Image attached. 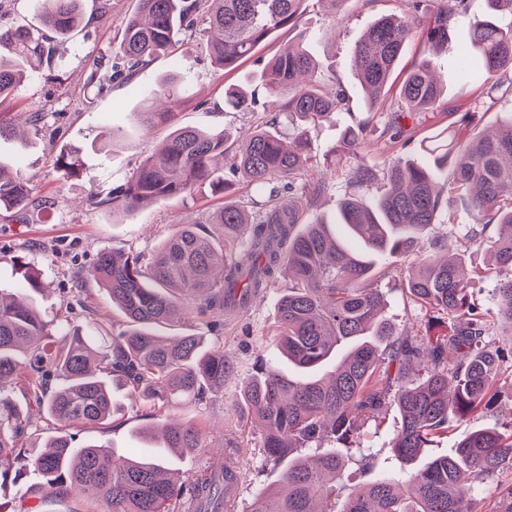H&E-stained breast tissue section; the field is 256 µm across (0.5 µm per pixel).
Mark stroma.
Wrapping results in <instances>:
<instances>
[{
	"label": "stroma",
	"mask_w": 512,
	"mask_h": 512,
	"mask_svg": "<svg viewBox=\"0 0 512 512\" xmlns=\"http://www.w3.org/2000/svg\"><path fill=\"white\" fill-rule=\"evenodd\" d=\"M136 0H84V22L80 31L67 40L51 41L55 67L17 86L11 100L0 104V110L22 115H40L37 126L29 128L25 141L0 139V164L7 169H21L30 178L31 195L44 201L45 209L29 212L26 220L15 221L0 215V289L20 288L16 258L35 263L42 270L43 289L36 296L38 309L45 321L67 316L72 325L82 327L94 336L99 351L108 350L113 336L124 324L121 312L102 297L89 281L88 270L100 251L124 250L152 254L180 224L191 220L207 221L209 215L224 204L222 197L207 193L192 198H171L161 203L120 216L111 209L92 204L93 194H107L113 187L126 183L139 165L169 135L165 125L145 127L140 111L146 92L158 88L173 63H180L185 80L179 95L181 106L178 123L201 130H224L233 140L243 141L262 123L275 124L287 131L288 121L279 113L273 98H265L264 111L228 112L224 109V89L241 85L250 89L260 86V72L288 40L289 34L278 31L261 43L254 54L231 71L213 68L203 36L180 41L172 56H162L137 72L132 80L113 81L107 89L97 90L86 81L97 59L115 53L118 29L125 15L134 10ZM404 0H347L339 18H331L329 8L321 0H309L305 25L313 35L310 50L318 60L328 61L350 100L349 112H341L313 132L321 159L318 167L287 179L277 176L270 185L280 189L287 184L304 183L326 177L330 187L320 198L300 196V223L316 217H335L346 191V176L352 162H344L328 170L325 161L333 157L343 130L351 118H364L366 98L350 68L349 59L355 41L372 21L384 14H403ZM441 71L444 94L433 112L412 129L414 140H427L443 129L456 128L460 118L455 108L470 104L481 96L477 85L457 80L454 53H442L435 59ZM116 116L120 134L112 145L98 143L103 122ZM80 148L84 169L76 178H64L51 165V159L62 146ZM383 276L380 288L386 292V315L395 326L411 335L424 334L429 312L407 305L402 288L409 269L388 257L378 258ZM287 281H272L260 297L253 299L234 324L210 328L206 317L196 311L195 303L181 298L182 318L163 327L167 336L199 334L207 345H223L224 355L232 361L239 376H246L256 360L287 369L288 364L272 336L276 322L277 298L286 292ZM123 409L122 426L112 429L81 425L78 443L94 441L113 446L127 456L142 452L138 431L147 424L130 407L127 393H119ZM172 414L209 418L214 431L205 447L194 452L166 457L171 473L177 477H194L218 469L223 458L237 462L240 482L235 512H248L256 494L277 486L282 470L262 464L259 427L242 414L236 404V385L228 382L223 392L214 394L204 405L173 406ZM400 422L396 407H386L361 427V444L365 458L349 464L344 484L354 488L367 482L380 470L387 456L388 441ZM512 424V388L500 389L489 412L456 424L454 431L436 438L427 453L447 454L457 435L463 431Z\"/></svg>",
	"instance_id": "stroma-1"
}]
</instances>
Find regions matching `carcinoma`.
I'll list each match as a JSON object with an SVG mask.
<instances>
[{
  "label": "carcinoma",
  "mask_w": 512,
  "mask_h": 512,
  "mask_svg": "<svg viewBox=\"0 0 512 512\" xmlns=\"http://www.w3.org/2000/svg\"><path fill=\"white\" fill-rule=\"evenodd\" d=\"M501 18L470 14L468 0H434L425 14L411 0L408 15L377 18L354 43L350 66L370 108L367 119L347 127L342 151L355 154L374 137L378 125L396 140L407 133L406 120L420 122L433 111L442 88L434 58L425 55L398 77L405 37L420 28L436 54L448 52L457 24L469 29L470 46L457 50V75L480 79L485 92L473 108H495L512 97V0H489ZM306 0H137L124 19L117 54L122 66L93 71L88 82L104 89L115 79L130 80L156 57L170 52L181 35L191 37L203 23L212 62L234 66L253 54L273 33L295 37L262 69L265 90L282 98L288 136L258 127L234 151L222 131L174 127L156 153L143 161L127 183L99 206L117 215L175 197H192L208 187L224 196L212 223L183 224L152 260L140 252L103 250L88 271L90 279L127 320L112 337V348L98 355L94 338L78 327L51 326L42 318L33 293L40 272L20 264L27 292L5 295L0 289V488L25 487L42 496L74 493L103 500L107 512H173L180 500L190 512H233L230 496L237 468L223 465L218 475L202 474L174 482L162 463L149 458L117 457L104 445H73L82 425L113 422L112 392L122 386L151 419L140 432L163 447L192 452L204 447L203 419L177 421L166 410L177 402L199 404L224 390L232 373L224 349L207 348L201 336H161L159 328L177 313L176 296L198 301V312L217 322L245 308L268 282L288 278V292L277 300V342L296 373L259 363L240 381L238 405L263 428L262 456L288 462L279 487L258 495L249 512H319V499L334 498L332 512H473L475 497L492 484L497 491L490 512H512V429L495 426L465 431L451 453L414 468L434 438L457 422L488 409L496 390L512 385V345L495 350V336H512V111L496 132L467 141L448 134L443 144L424 147L426 161L390 158L381 166L355 165L335 223L359 239L365 252L354 253L328 230L320 217L298 224L293 183L288 205L266 193L276 175H293L316 155L311 129L345 109L341 90H329L324 64L307 50L309 32L301 28ZM84 21L83 0H42L40 25L0 29V104L25 76L51 63L45 32L65 38ZM179 73L163 78L162 89L147 99V123L175 120ZM232 110L257 112L253 93L240 86L224 91ZM79 151L62 148L54 167L80 175ZM248 182L255 197L253 214L229 199L233 184L224 180L216 159ZM451 167L448 197L436 190L435 170ZM445 206L469 218L466 241L486 246L494 266L486 274L509 271L499 280L494 304L472 299L464 277L463 244L448 238V256L436 260L414 250L437 223ZM39 207L29 179L0 164V210L23 221ZM496 226L495 236L487 235ZM241 241L239 256L224 259V242ZM378 255L410 263L405 294L432 313L425 337L395 328L384 314L374 261ZM63 333L64 343L54 341ZM29 383L35 403L57 424L55 434L31 440L29 422L10 394L13 382ZM395 405L401 422L390 441L388 473L342 494L352 450L360 448L359 422ZM326 448L310 461L302 448Z\"/></svg>",
  "instance_id": "1"
}]
</instances>
